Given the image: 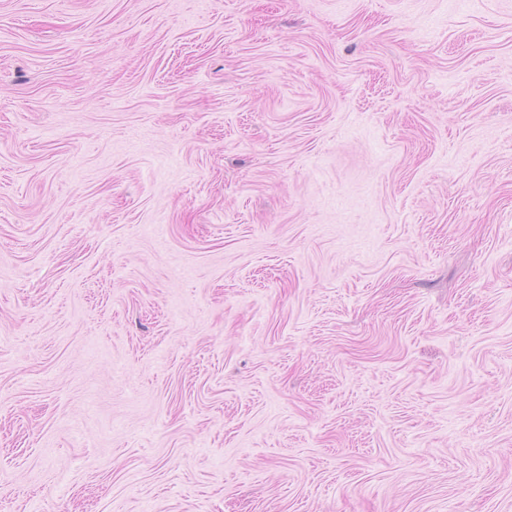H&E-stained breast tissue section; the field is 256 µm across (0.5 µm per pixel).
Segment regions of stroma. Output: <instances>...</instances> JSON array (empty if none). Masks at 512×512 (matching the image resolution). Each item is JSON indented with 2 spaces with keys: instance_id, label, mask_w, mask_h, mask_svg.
Instances as JSON below:
<instances>
[{
  "instance_id": "obj_1",
  "label": "stroma",
  "mask_w": 512,
  "mask_h": 512,
  "mask_svg": "<svg viewBox=\"0 0 512 512\" xmlns=\"http://www.w3.org/2000/svg\"><path fill=\"white\" fill-rule=\"evenodd\" d=\"M0 512H512V0H0Z\"/></svg>"
}]
</instances>
